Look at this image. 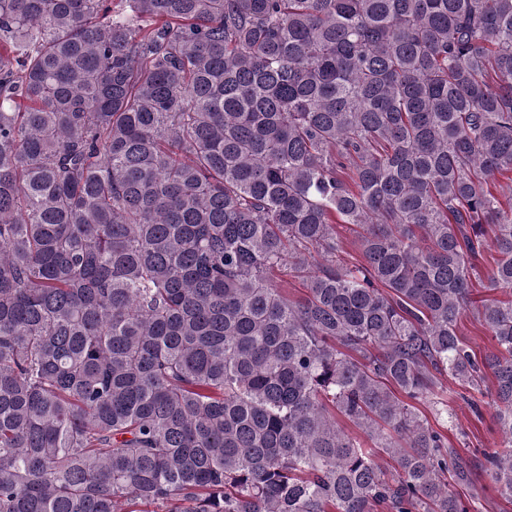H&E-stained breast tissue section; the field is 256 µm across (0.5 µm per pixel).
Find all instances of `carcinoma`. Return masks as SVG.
<instances>
[{"label": "carcinoma", "mask_w": 512, "mask_h": 512, "mask_svg": "<svg viewBox=\"0 0 512 512\" xmlns=\"http://www.w3.org/2000/svg\"><path fill=\"white\" fill-rule=\"evenodd\" d=\"M499 176L512 0H0V512H479L395 391L512 447ZM336 235L341 241L343 258L347 263L355 262L358 258L357 235L347 224L336 225ZM490 255L489 251L483 254L482 258H479L477 262V276L473 279V288L476 290L475 293L478 294L483 299H502L506 300L509 296L508 289H498L495 291H488L483 288V285L487 282V277L489 275L490 270ZM458 334L464 344L476 355L478 359L493 349L494 341L492 336L483 328L477 317L467 311L462 317Z\"/></svg>", "instance_id": "cac0c4a2"}]
</instances>
